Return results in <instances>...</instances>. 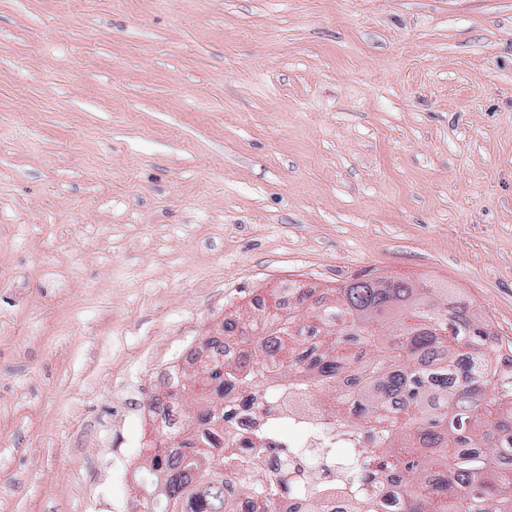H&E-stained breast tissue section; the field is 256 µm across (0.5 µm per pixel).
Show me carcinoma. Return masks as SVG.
I'll return each instance as SVG.
<instances>
[{
    "label": "carcinoma",
    "mask_w": 512,
    "mask_h": 512,
    "mask_svg": "<svg viewBox=\"0 0 512 512\" xmlns=\"http://www.w3.org/2000/svg\"><path fill=\"white\" fill-rule=\"evenodd\" d=\"M298 295L282 312L238 331L232 360L205 362L195 379L173 366L152 411L163 426L140 475L138 512H233L224 473H242L251 512H287L288 470L253 475L267 451L265 392L300 387L369 446L345 512H512V369L501 368L490 325L453 302L442 309L410 280L365 272L329 294ZM204 384L208 399L198 391ZM243 401L251 431L226 439L220 407Z\"/></svg>",
    "instance_id": "obj_1"
}]
</instances>
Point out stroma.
I'll return each mask as SVG.
<instances>
[{
	"mask_svg": "<svg viewBox=\"0 0 512 512\" xmlns=\"http://www.w3.org/2000/svg\"><path fill=\"white\" fill-rule=\"evenodd\" d=\"M369 270L512 353V0H0V512H131L168 366Z\"/></svg>",
	"mask_w": 512,
	"mask_h": 512,
	"instance_id": "35a3bbf8",
	"label": "stroma"
}]
</instances>
